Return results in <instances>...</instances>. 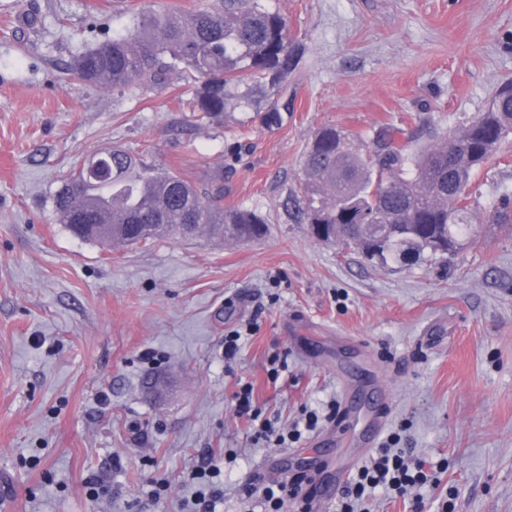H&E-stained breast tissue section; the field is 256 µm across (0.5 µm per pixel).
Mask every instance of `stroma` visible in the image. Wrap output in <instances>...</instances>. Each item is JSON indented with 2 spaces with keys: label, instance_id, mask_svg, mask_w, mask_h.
<instances>
[{
  "label": "stroma",
  "instance_id": "obj_1",
  "mask_svg": "<svg viewBox=\"0 0 512 512\" xmlns=\"http://www.w3.org/2000/svg\"><path fill=\"white\" fill-rule=\"evenodd\" d=\"M208 0H0V512H193L192 473L224 461L216 512H265L241 486L258 464L346 484L371 459L354 437L387 418L400 449L447 464L423 512H512V140L471 179L467 248L381 266L296 219L315 132L392 124L409 149L484 112L512 79V0H269L302 46L256 108L197 120L193 84L115 91L70 62L148 9ZM269 112L280 119L266 120ZM118 144L145 163L224 188L262 239L201 234L104 248L55 223L61 177ZM240 331L236 358L224 338ZM152 351L153 360L143 358ZM286 356L278 379L267 359ZM300 442H252L233 394ZM359 401L349 428L329 406ZM105 493L91 495L90 480Z\"/></svg>",
  "mask_w": 512,
  "mask_h": 512
}]
</instances>
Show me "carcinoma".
Segmentation results:
<instances>
[{
	"label": "carcinoma",
	"instance_id": "1",
	"mask_svg": "<svg viewBox=\"0 0 512 512\" xmlns=\"http://www.w3.org/2000/svg\"><path fill=\"white\" fill-rule=\"evenodd\" d=\"M296 59L286 18L267 0H212L202 10L140 12L125 33L78 57L73 69L82 80L114 90L160 87L179 70L194 83L189 110L210 120L257 102L262 85L279 88ZM400 134L394 126L356 134L328 125L316 132L304 156L298 209L302 223L321 225L312 229L316 238L357 248L379 235L381 244L367 258L386 264L476 241L465 189L512 137V82L499 86L486 110L456 131L454 149L445 139L411 153ZM92 159L102 160L108 173L81 167L53 198L56 223L81 240L104 244L109 231L123 245L202 231L238 241L266 233L261 215L224 208L221 187H199L166 168L141 165L118 145ZM362 213L373 224L357 223Z\"/></svg>",
	"mask_w": 512,
	"mask_h": 512
}]
</instances>
